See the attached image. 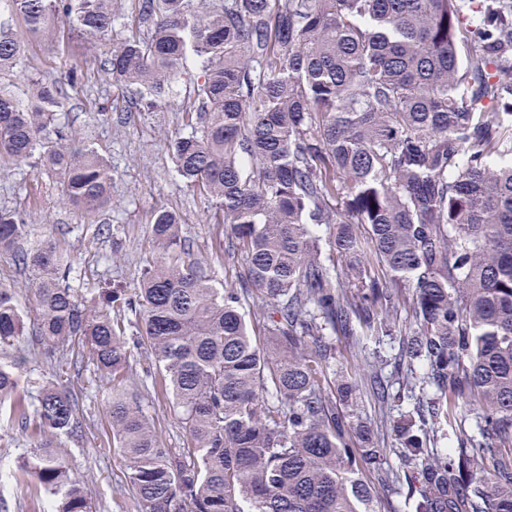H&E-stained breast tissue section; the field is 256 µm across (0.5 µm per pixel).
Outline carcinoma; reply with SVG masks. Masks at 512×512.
<instances>
[{
    "instance_id": "obj_1",
    "label": "carcinoma",
    "mask_w": 512,
    "mask_h": 512,
    "mask_svg": "<svg viewBox=\"0 0 512 512\" xmlns=\"http://www.w3.org/2000/svg\"><path fill=\"white\" fill-rule=\"evenodd\" d=\"M7 7L37 38L112 32V0ZM140 10L150 37L114 46L99 69L135 88L138 112L198 71L191 132L168 150L231 225L247 280L217 287L178 213L160 210L157 258L134 295L81 297L66 243L31 239L24 211L0 209V252L30 270L35 298L28 330L15 289L0 284V351L87 348L112 382V433L138 512H376L366 473L384 453L358 412L365 383L409 401L393 432L411 512H512V0H141ZM22 57L0 24V72ZM81 78L72 67L63 82L33 81L26 99L0 91V166L47 172L64 201L92 212L112 204V174L64 135L63 101ZM324 224L361 281L355 294L321 259ZM254 295L261 338L243 312ZM126 311L188 431L177 453L127 393ZM326 330L374 342L377 360L398 343L403 392L390 395L377 362L354 379L329 372L327 351L308 341ZM25 363H0L6 424H35L40 449L17 470L32 492L58 496L51 512H93L53 450L82 432L77 400L58 381L24 379Z\"/></svg>"
}]
</instances>
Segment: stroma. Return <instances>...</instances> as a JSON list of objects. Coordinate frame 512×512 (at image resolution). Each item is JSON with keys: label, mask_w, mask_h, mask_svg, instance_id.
Returning a JSON list of instances; mask_svg holds the SVG:
<instances>
[{"label": "stroma", "mask_w": 512, "mask_h": 512, "mask_svg": "<svg viewBox=\"0 0 512 512\" xmlns=\"http://www.w3.org/2000/svg\"><path fill=\"white\" fill-rule=\"evenodd\" d=\"M112 12L115 23L111 34L96 41L78 38L66 29L51 41L32 39L26 37V25L20 16L0 14V20L24 36V61L18 70L0 74V84L20 93L28 88L30 80H55L69 68L80 67L84 82L63 106L69 117V135L91 145L112 169L111 206L87 213L62 202L51 175L24 164L6 166L0 169V209L26 210L36 233L65 238L73 255L75 287L111 286L130 294L147 261L153 258L149 245L153 213L168 208L180 214L181 234L194 251L213 259L217 285L238 287L246 274L245 263L219 249L220 242L228 238L229 225L216 223L209 203L176 175L167 148L171 137L186 131L185 109L193 78L185 76L177 95L153 111H129L130 92L97 72L96 59L130 32L149 34L150 26L138 22L136 0H112ZM100 112L112 113V122L96 121ZM102 224L111 226V237L97 235ZM317 343L334 353L337 367L352 374L360 373L374 359L372 345L351 336L333 333L319 337ZM22 350L28 357L26 376L39 379L60 375L79 399L83 433L77 439H62L60 453L72 477L88 490L94 512H136L126 479V459L112 439L108 383L100 379L90 358L82 359L80 369H62L45 356L42 346L26 344ZM151 366L152 360L143 349H133L129 388L161 442L169 448L183 447L187 432L180 411L171 395L153 386L147 374ZM360 410L372 436L379 438L386 449L381 472L386 484L375 504L377 512H406L391 480L399 467V454L389 428L401 408L396 401L381 403L365 395ZM30 451L27 433L0 427V466L6 471L0 477V502L5 504L6 512H46L49 506L48 496L31 497L26 485L17 483L11 475L19 457Z\"/></svg>", "instance_id": "35a3bbf8"}]
</instances>
